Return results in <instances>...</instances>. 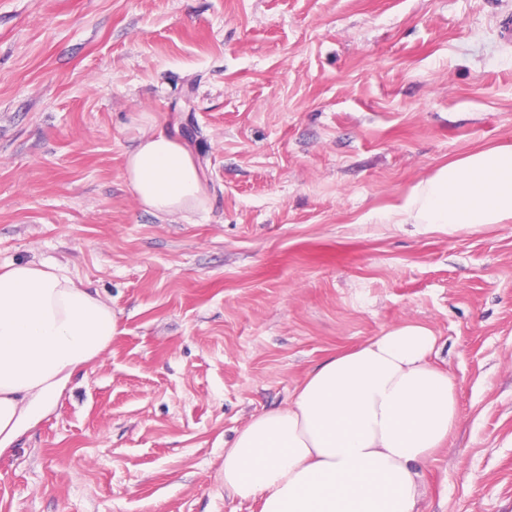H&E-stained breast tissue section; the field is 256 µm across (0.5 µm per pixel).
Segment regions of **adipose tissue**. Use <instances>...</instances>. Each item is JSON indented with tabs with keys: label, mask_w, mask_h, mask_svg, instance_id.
<instances>
[{
	"label": "adipose tissue",
	"mask_w": 512,
	"mask_h": 512,
	"mask_svg": "<svg viewBox=\"0 0 512 512\" xmlns=\"http://www.w3.org/2000/svg\"><path fill=\"white\" fill-rule=\"evenodd\" d=\"M125 177L156 215L203 211L209 194L189 149L167 131L138 137ZM393 224L451 232L512 221V146L479 150L419 182ZM118 319L53 263L0 269V454L53 410L97 358ZM433 331L403 323L337 351L287 407L252 416L224 451L225 491L260 512H416L418 469L456 425V386L431 361Z\"/></svg>",
	"instance_id": "obj_1"
}]
</instances>
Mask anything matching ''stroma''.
Here are the masks:
<instances>
[{
  "label": "stroma",
  "mask_w": 512,
  "mask_h": 512,
  "mask_svg": "<svg viewBox=\"0 0 512 512\" xmlns=\"http://www.w3.org/2000/svg\"><path fill=\"white\" fill-rule=\"evenodd\" d=\"M143 112L207 211L139 206ZM494 145L512 0H0V265L64 266L119 320L0 456V512H260L224 490L237 430L410 321L459 407L417 512H512V223L383 221Z\"/></svg>",
  "instance_id": "1"
}]
</instances>
